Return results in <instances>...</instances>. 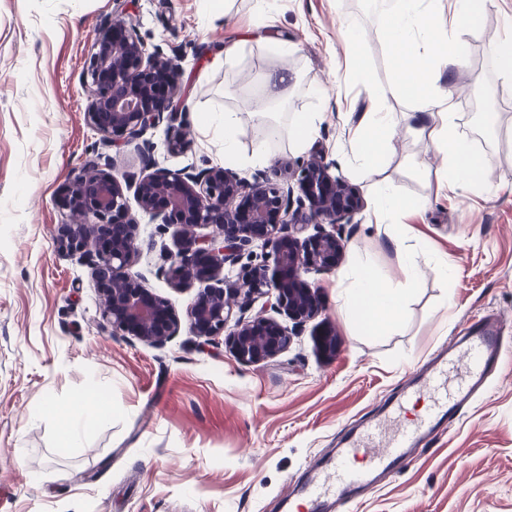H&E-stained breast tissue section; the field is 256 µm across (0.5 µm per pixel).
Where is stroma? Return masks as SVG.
<instances>
[{
  "instance_id": "35a3bbf8",
  "label": "stroma",
  "mask_w": 512,
  "mask_h": 512,
  "mask_svg": "<svg viewBox=\"0 0 512 512\" xmlns=\"http://www.w3.org/2000/svg\"><path fill=\"white\" fill-rule=\"evenodd\" d=\"M116 8L115 0H0V512H288L286 483L306 479L310 462L332 456L346 432L398 397L454 337L481 320L512 337V74L496 59L512 36V0H486L480 21L459 32L466 64L441 85L457 135L493 161L486 184L453 193L440 189L445 162L424 138L395 137L374 170L351 161L363 113L413 109L370 0H277L262 20L254 0H130L127 16L147 49L182 61L184 110L146 134L156 167L223 164L199 116L256 106L262 76L286 64L295 78L271 160L238 168L239 177L285 181L303 158L289 142V114L320 112L308 150L363 195L364 208L338 227L345 247L335 269L306 276L318 290V316L261 363L239 360L225 341L202 345L191 332L187 311L200 286H174L162 271L182 243L178 227L131 208L141 284L180 319L161 344L113 335L89 262L55 248L69 219L56 193L74 172L99 154L116 179L142 169L133 148L103 146L85 116L83 70ZM259 21L288 39L289 56L270 44L241 45ZM350 24L361 32L355 48L378 101L347 66ZM231 46L235 64L211 68ZM174 126L190 142L186 153L167 150ZM427 159L434 170L424 175L418 165ZM385 186L427 205L377 218ZM390 232L423 277L402 328L369 336L339 312L336 282L360 259L404 284ZM326 327L331 352L322 346ZM78 395L89 398L77 413L84 434L80 447L64 448L57 420L41 407L49 401L66 412ZM358 512H512V372L492 376L464 416L384 474Z\"/></svg>"
}]
</instances>
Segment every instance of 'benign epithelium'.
<instances>
[{
	"mask_svg": "<svg viewBox=\"0 0 512 512\" xmlns=\"http://www.w3.org/2000/svg\"><path fill=\"white\" fill-rule=\"evenodd\" d=\"M181 70L177 57L147 51L123 11L112 12L99 31L84 79L87 120L103 144L131 146L149 166L141 139L163 120L175 119ZM127 179L135 180L139 208L151 223L175 225L184 233L183 246L168 256L164 269L178 285L237 266L253 242L261 241V262L224 276L222 288L201 289L188 310L195 336L206 344L229 337L237 357L247 363L286 350L292 332L261 311L248 319L236 316L240 299H261L262 306L277 307L299 322L315 315L318 296L303 275L336 266L343 247L336 225L350 223L364 207L358 188L331 175L330 164L317 153L296 164L293 186L261 176L248 183L223 166L156 168ZM58 204L78 220L59 226L55 247L94 258L92 271L112 333L151 342L172 336L178 327L175 314L142 288L141 275L133 271L140 254L139 221L121 183L91 160L62 185ZM310 224H327L331 230L299 238ZM198 228L211 232L199 234Z\"/></svg>",
	"mask_w": 512,
	"mask_h": 512,
	"instance_id": "1",
	"label": "benign epithelium"
}]
</instances>
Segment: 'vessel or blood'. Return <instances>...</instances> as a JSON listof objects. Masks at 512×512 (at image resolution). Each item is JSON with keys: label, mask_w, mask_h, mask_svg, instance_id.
Instances as JSON below:
<instances>
[{"label": "vessel or blood", "mask_w": 512, "mask_h": 512, "mask_svg": "<svg viewBox=\"0 0 512 512\" xmlns=\"http://www.w3.org/2000/svg\"><path fill=\"white\" fill-rule=\"evenodd\" d=\"M510 357L512 338L500 327L478 324L460 359L415 374L399 400L348 437L336 456L314 464L302 489L290 493V505L296 512H329V500L339 495L357 504L376 488L378 474L399 467L434 426L460 414L487 374Z\"/></svg>", "instance_id": "obj_1"}]
</instances>
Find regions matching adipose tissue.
<instances>
[{"label": "adipose tissue", "instance_id": "1", "mask_svg": "<svg viewBox=\"0 0 512 512\" xmlns=\"http://www.w3.org/2000/svg\"><path fill=\"white\" fill-rule=\"evenodd\" d=\"M441 2L382 0L379 19L392 43V69L401 93L415 109L401 121L391 112L364 113L357 130L354 159L364 168L378 166L399 130L410 137L429 138L435 151L446 159L441 186L453 193L485 182L491 167L488 156L475 153L467 140L456 135L452 104L448 96L439 92V81L448 68L466 61L463 43L450 38L449 33L474 26L485 0H453V16L447 24L441 19ZM270 118L266 108L226 107L209 112L202 124L220 139L225 163L247 166L270 159ZM248 120L253 123L255 136L253 148L246 155L240 151L238 132ZM338 299L340 312L373 336L401 325L407 291L381 281L370 266L361 265L340 279Z\"/></svg>", "mask_w": 512, "mask_h": 512}]
</instances>
